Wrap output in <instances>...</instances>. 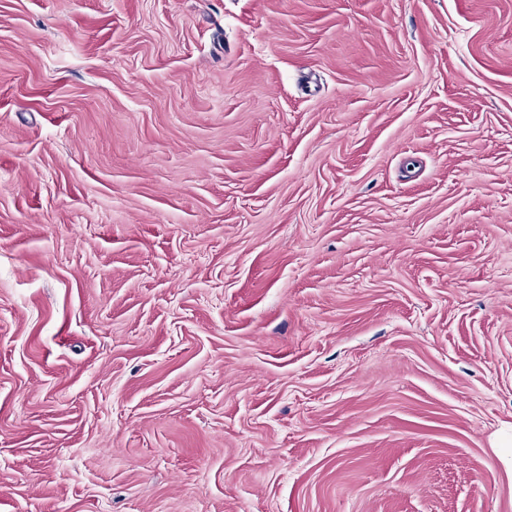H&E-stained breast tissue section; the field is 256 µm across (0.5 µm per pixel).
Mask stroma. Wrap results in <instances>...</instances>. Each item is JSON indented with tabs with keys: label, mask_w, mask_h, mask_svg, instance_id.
<instances>
[{
	"label": "stroma",
	"mask_w": 512,
	"mask_h": 512,
	"mask_svg": "<svg viewBox=\"0 0 512 512\" xmlns=\"http://www.w3.org/2000/svg\"><path fill=\"white\" fill-rule=\"evenodd\" d=\"M512 0H0V512H512Z\"/></svg>",
	"instance_id": "obj_1"
}]
</instances>
